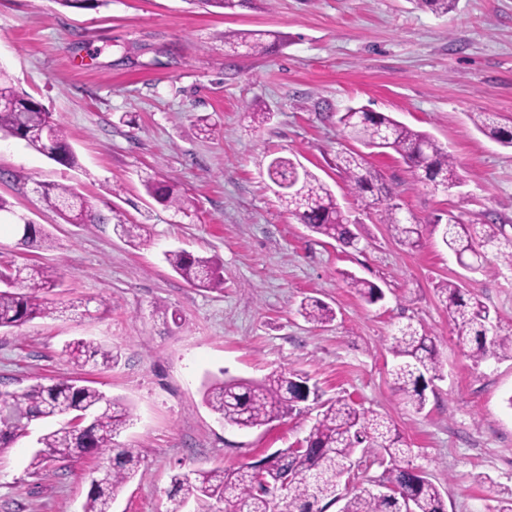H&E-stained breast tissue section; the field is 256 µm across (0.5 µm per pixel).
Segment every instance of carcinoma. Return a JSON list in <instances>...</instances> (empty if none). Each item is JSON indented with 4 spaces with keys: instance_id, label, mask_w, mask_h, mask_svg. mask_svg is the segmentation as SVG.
<instances>
[{
    "instance_id": "carcinoma-1",
    "label": "carcinoma",
    "mask_w": 512,
    "mask_h": 512,
    "mask_svg": "<svg viewBox=\"0 0 512 512\" xmlns=\"http://www.w3.org/2000/svg\"><path fill=\"white\" fill-rule=\"evenodd\" d=\"M278 40L271 31H232L224 33V44L236 50L244 47L253 54L266 50L269 40ZM474 125L506 147H512V130L502 125L491 112H477ZM348 139L368 149H390L413 171L422 172L433 189L448 191L460 184L455 158L433 136L416 131L381 112L350 107L338 117ZM0 135L17 138L41 153L53 143L55 162L78 166V159L67 143L64 127L45 108L31 105L0 106ZM337 168L345 175L351 190L370 194L385 203L384 223L395 238L406 246L420 245L419 225L409 224L392 202L391 190L365 166L362 155L349 152L339 157ZM300 164L288 157H275L267 165V177L279 188L281 204L311 231L352 247L357 236L352 222L340 209L330 188L311 171H299ZM148 194L159 204L177 211L185 200L175 186L164 182L145 184ZM47 207L56 210L71 224H101L104 218L86 203L76 200L73 189L64 183L40 186ZM443 244L456 261L471 271H480L493 252L512 269V237L505 225L471 223L455 216L441 231ZM23 244L43 248L51 243L47 231L36 225L21 236ZM166 261L187 283L210 290L224 288L222 269L210 258L185 250L168 251ZM349 287L375 303L382 299L378 286L370 281L348 277ZM57 286L53 271L32 266L14 272H0V328L19 327L42 316L47 310V295ZM446 294L450 317L459 345L469 347V357L478 364L492 357L512 359V330L505 333L493 323L489 309L465 296L454 282L441 286ZM299 314L309 323L326 324L334 320L333 311L316 299L301 302ZM389 351L395 364L391 370L395 391L405 404L420 412L426 405L425 391L441 377L438 353L424 327L411 323L398 327L391 336ZM74 362L87 363L101 358L112 362V351L77 341L66 346ZM312 400L317 414L304 444L279 449L263 459L243 463L233 470L213 468L190 470L174 476L171 512H181L186 500H213L218 512H324L321 503H336L341 478L350 473L356 452L389 460L390 467L378 482L390 487L388 494L353 489L343 497L342 512H445L439 489L418 468L404 463L412 454L395 426L384 416L359 409L342 399H325L310 378L297 371H274L259 382L219 379L209 385L205 404L224 423L240 429L267 425L291 414L297 403ZM90 415L89 431L81 434L73 421ZM67 418L55 430L37 439L38 449L28 469L39 472L49 461L93 454L107 460V478L91 483L83 512H112L117 491L138 472L140 452L115 443L121 427L130 419L122 402L109 399L99 389L78 385L74 380L50 384L36 383L16 392H0V448L30 433L37 422Z\"/></svg>"
}]
</instances>
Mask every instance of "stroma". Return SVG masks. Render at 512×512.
I'll list each match as a JSON object with an SVG mask.
<instances>
[{"instance_id": "stroma-1", "label": "stroma", "mask_w": 512, "mask_h": 512, "mask_svg": "<svg viewBox=\"0 0 512 512\" xmlns=\"http://www.w3.org/2000/svg\"><path fill=\"white\" fill-rule=\"evenodd\" d=\"M253 29L283 42L264 55L225 45V32ZM0 67L52 112L79 160L70 169L0 140V198L11 205L0 214V270L37 263L59 276L46 315L0 328V392L70 378L129 407L116 441L142 461L113 512H170L175 474L233 469L302 441L314 410L241 430L203 400L214 379L289 369L325 397L392 420L447 512H495L512 499V359L473 363L439 289L460 284L512 328V270L464 269L440 229L452 214L512 225V148L470 119L491 111L512 125V0H456L445 15L417 0H252L224 12L191 0L87 9L0 0ZM352 106L430 133L459 164L463 182L446 193L419 183L396 153L367 157L420 226L419 247L401 245L336 169L352 146L337 117ZM253 107L269 120L253 122ZM274 156L331 187L357 221L358 247L289 215L265 176ZM162 179L178 185L184 211L146 195L144 181ZM49 182L70 185L104 223H65L37 191ZM26 220L52 233L50 249L20 245L15 226ZM120 224L144 225L142 244L130 245ZM175 249L216 258L223 290L185 282L165 260ZM349 273L378 285L383 300L366 303ZM306 298L335 320L305 321ZM409 321L434 337L442 365L420 412L389 376L390 337ZM76 341L111 350V364H73L64 348ZM36 448L30 435L0 450V512H82L95 459L33 474Z\"/></svg>"}]
</instances>
